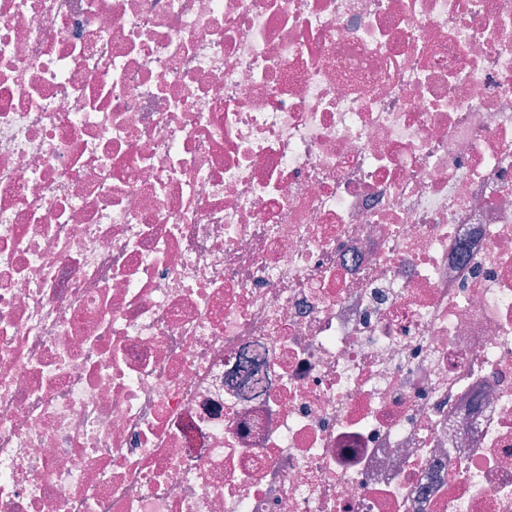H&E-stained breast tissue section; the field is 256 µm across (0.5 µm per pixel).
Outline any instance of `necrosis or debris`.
<instances>
[{
	"label": "necrosis or debris",
	"mask_w": 512,
	"mask_h": 512,
	"mask_svg": "<svg viewBox=\"0 0 512 512\" xmlns=\"http://www.w3.org/2000/svg\"><path fill=\"white\" fill-rule=\"evenodd\" d=\"M0 512H512V0H0Z\"/></svg>",
	"instance_id": "1"
}]
</instances>
